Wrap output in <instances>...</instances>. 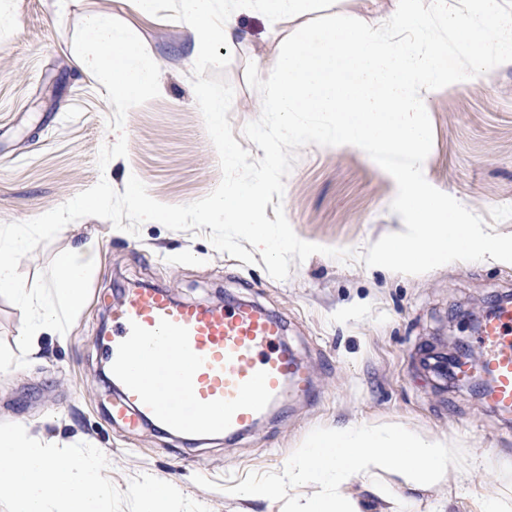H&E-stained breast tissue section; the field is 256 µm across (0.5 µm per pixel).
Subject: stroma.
<instances>
[{
  "label": "stroma",
  "mask_w": 512,
  "mask_h": 512,
  "mask_svg": "<svg viewBox=\"0 0 512 512\" xmlns=\"http://www.w3.org/2000/svg\"><path fill=\"white\" fill-rule=\"evenodd\" d=\"M0 0V223L23 222L93 186L96 155L111 143L106 121L115 111L92 73L82 68L73 38L86 15L125 23L160 68L159 97L132 108L125 120L128 154L107 169L124 191L138 176L166 204H186L220 182L218 155L205 131L192 87L199 38L186 23L139 14L133 0ZM394 0H309L302 19L272 24L243 14L224 76L235 94L227 115L233 137L252 157L264 152L243 136L261 113V97L245 77L248 63L269 67L281 43L303 22L334 14L365 16L371 25ZM433 145L424 169L435 188L482 216L493 232L512 234V62L478 83H454L428 107ZM394 179L355 146L300 148L285 180L283 209L302 240L360 253L403 222L389 206ZM96 238L98 258L86 282L82 308L43 337L39 355L20 338L29 309L0 291V422L25 425L54 444L87 443L110 460L107 476L120 490L147 473L178 486L209 512H289L278 488L295 448L319 429L359 422L403 424L424 436L450 435L464 454L512 463V419L477 398L469 387L438 372L436 353L466 346L467 321L496 297L512 300V263L452 262L422 275L341 263L322 254L291 262L288 279L270 277L265 263L248 265L218 252L205 236L159 222L139 235L110 221L85 217L65 226L18 267L39 291L59 257ZM165 288L183 302L220 305L256 301L287 323L285 339L308 362L316 393L289 402L240 439L200 441L168 437L147 427L112 424L113 399L95 338L109 321L108 306L130 288ZM414 512H432L445 498L474 512L473 502L498 492L495 471L469 469L463 485L402 486ZM274 488L249 498V485Z\"/></svg>",
  "instance_id": "stroma-1"
}]
</instances>
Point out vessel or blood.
I'll list each match as a JSON object with an SVG mask.
<instances>
[{"mask_svg":"<svg viewBox=\"0 0 512 512\" xmlns=\"http://www.w3.org/2000/svg\"><path fill=\"white\" fill-rule=\"evenodd\" d=\"M112 327L98 337L119 393L111 415L126 426L157 421L174 433L251 431L288 396H308V364L283 340L285 324L246 301L222 306L185 303L166 290L134 289L109 307ZM479 365L461 360L457 383L491 379L487 401L512 415V302L480 326Z\"/></svg>","mask_w":512,"mask_h":512,"instance_id":"vessel-or-blood-1","label":"vessel or blood"}]
</instances>
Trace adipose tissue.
I'll use <instances>...</instances> for the list:
<instances>
[{"label": "adipose tissue", "instance_id": "ef3b65f1", "mask_svg": "<svg viewBox=\"0 0 512 512\" xmlns=\"http://www.w3.org/2000/svg\"><path fill=\"white\" fill-rule=\"evenodd\" d=\"M306 4L307 0H178V11L195 27L230 42L240 14L260 12L276 21L292 20L303 13ZM26 242L23 232L0 239V289L29 308L31 319L22 341L34 349L43 336L58 329L61 310L81 305L97 242L84 240L58 259L56 278L46 294L24 287L16 276L14 257ZM464 471L453 437L422 436L403 425L354 422L318 432L305 447L295 449L288 460V483L312 485L311 492L297 503L296 512H363L360 496L352 491L357 483L375 497L378 512H412L411 500L382 482L381 473H395L404 485L419 487L437 481L461 483Z\"/></svg>", "mask_w": 512, "mask_h": 512}]
</instances>
